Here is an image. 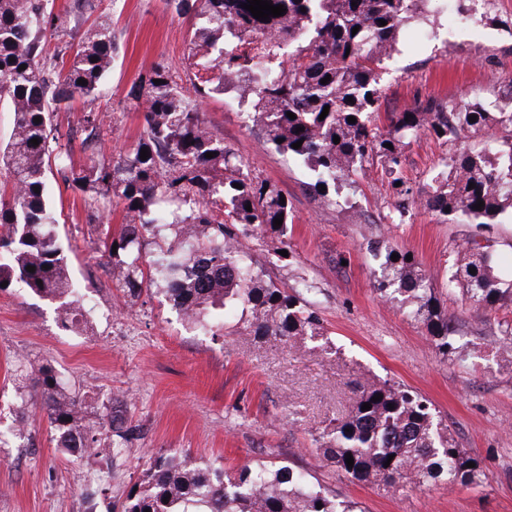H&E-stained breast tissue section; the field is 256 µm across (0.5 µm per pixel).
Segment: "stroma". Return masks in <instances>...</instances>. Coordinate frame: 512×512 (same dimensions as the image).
I'll return each mask as SVG.
<instances>
[{"label":"stroma","mask_w":512,"mask_h":512,"mask_svg":"<svg viewBox=\"0 0 512 512\" xmlns=\"http://www.w3.org/2000/svg\"><path fill=\"white\" fill-rule=\"evenodd\" d=\"M94 4L74 36L106 19L120 33V51L98 96L76 100L53 117L78 168L91 155L83 113L104 115L100 135L109 150L137 141L144 120L127 101L132 83L159 63L184 70L189 39L188 22L163 0ZM483 22L492 37L479 45L432 11L418 24L434 30L433 38L415 41L402 26L398 51L380 70V115L406 111L418 99L462 103L477 94L501 100L512 79V0H491ZM201 109L252 175L288 198V255L270 274L289 286L302 277L315 284L310 299L327 334L257 342L186 329L160 290L133 298L106 275L98 223L83 194L49 180L58 233L68 247V276L88 315L74 333L62 326L56 303L17 284L0 288V512H112L153 457L170 450L227 468L249 459L289 460L366 512H512V360L485 348L502 324H512V304H469L448 280L449 259L475 232L490 240L503 274L512 277V215L481 231L420 203L394 218L388 176L378 165L344 188V202L324 204L305 167L267 146L256 124L242 123L234 93L206 97ZM445 153L427 136L405 146L403 174L416 195L428 191ZM375 240L413 253L446 295L449 317L476 345L466 361L443 357L421 324L378 296ZM46 363L80 399L86 423L99 424L114 409L134 428L122 448L102 440V481L84 480L80 465L56 446L36 382ZM374 378L430 399L460 447L482 462L488 482L439 483L393 495L348 482L325 466L313 450L312 431L345 416L359 386Z\"/></svg>","instance_id":"35a3bbf8"}]
</instances>
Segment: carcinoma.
<instances>
[{
  "label": "carcinoma",
  "mask_w": 512,
  "mask_h": 512,
  "mask_svg": "<svg viewBox=\"0 0 512 512\" xmlns=\"http://www.w3.org/2000/svg\"><path fill=\"white\" fill-rule=\"evenodd\" d=\"M88 2L73 0L57 13L52 0H0V102L13 112L10 140L0 151L7 170L0 184V253L6 258L0 262V284L16 282L38 296L60 300L61 318L74 330L81 329L86 309L65 276L66 250L47 197L49 174L88 195L112 280L131 294L162 282L166 300L188 328L256 340L324 335L321 318L303 297L312 286L304 278L292 290L278 286L249 245L252 238L286 237L291 209L280 203L276 185L251 175L247 163L224 146L201 112L200 98L229 88L252 89L266 143L302 162L315 178V192L328 202H336L332 192L378 163L391 177L396 211L404 214L415 203V193L402 173L403 147L427 132L443 145L463 133L478 139L450 157L449 174L434 178L424 198L427 209L444 217L451 213L465 224L488 225L505 210L504 203L512 205V112H493V103L479 96L463 107L418 99L411 109L391 113L386 129L376 124L378 69L385 59L379 49L396 43L400 26L429 0H270L287 11L267 22L243 8L247 0H164L191 22L192 72L183 77L159 63L140 77L127 99L143 112V134L108 156L97 151L87 167L77 170L61 144L53 113L77 96L98 95L115 61L119 35L104 20L78 41L56 45L50 56L46 44L67 35ZM291 45L297 49L286 65L277 51ZM328 75V83H321ZM80 79L87 84H78ZM326 105L329 113L321 120ZM350 116L355 123H348ZM36 117L40 122H34ZM34 138L36 146L30 143ZM298 141L301 147L292 148ZM143 148L149 152L145 160ZM208 152L215 157H206ZM480 200L484 207L477 210ZM118 204L125 224L115 235L106 220ZM277 217L283 218L278 228ZM168 230L174 237L166 235ZM148 236L154 244L149 261L144 252ZM372 251L379 259L375 290L380 298L399 303L422 323L439 354L464 359L471 341L448 319L417 258L408 260V252L381 242ZM28 266L35 271H27ZM448 271L449 281H462L470 303L485 308L512 303V279L499 275L490 245L477 237L456 251ZM235 308L242 309L243 326L230 330L225 317ZM37 382L57 447L79 461L97 455V439L83 423L81 403L64 393L55 368L43 366ZM378 394L382 399L372 401ZM366 403L372 408L361 410ZM314 442L322 462L337 475L392 494L442 481L469 486L488 480L481 462L448 436L431 402L388 379L364 385L349 413ZM348 454L354 459L351 468ZM468 462L475 467H466ZM120 507L121 512H363L360 502L290 461L256 459L226 469L199 463L182 451L158 453Z\"/></svg>",
  "instance_id": "cac0c4a2"
}]
</instances>
